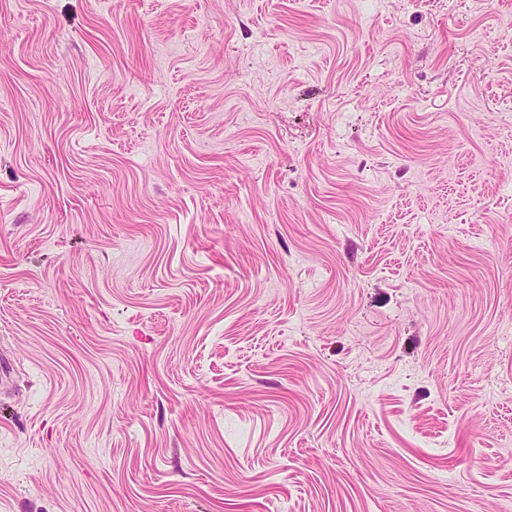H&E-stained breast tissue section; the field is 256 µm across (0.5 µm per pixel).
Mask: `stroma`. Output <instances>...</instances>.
I'll return each instance as SVG.
<instances>
[{"label": "stroma", "mask_w": 512, "mask_h": 512, "mask_svg": "<svg viewBox=\"0 0 512 512\" xmlns=\"http://www.w3.org/2000/svg\"><path fill=\"white\" fill-rule=\"evenodd\" d=\"M512 0H0V512H512Z\"/></svg>", "instance_id": "35a3bbf8"}]
</instances>
